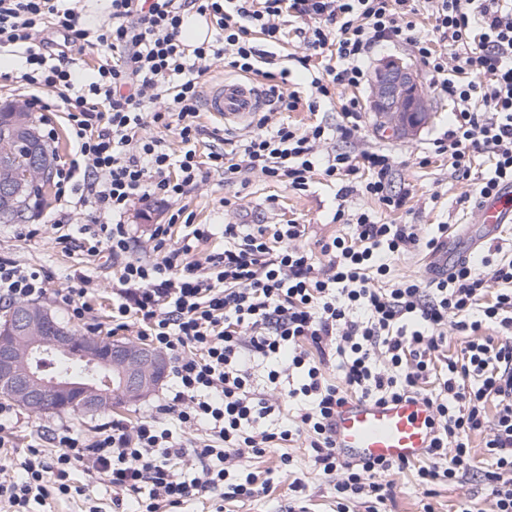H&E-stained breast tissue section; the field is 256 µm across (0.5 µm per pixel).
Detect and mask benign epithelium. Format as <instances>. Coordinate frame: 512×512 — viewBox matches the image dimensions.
I'll return each instance as SVG.
<instances>
[{
	"mask_svg": "<svg viewBox=\"0 0 512 512\" xmlns=\"http://www.w3.org/2000/svg\"><path fill=\"white\" fill-rule=\"evenodd\" d=\"M370 107L380 128L403 136L416 133L432 112L419 75L395 56L385 59L371 77ZM47 176L41 160L21 178L4 171L0 209L16 211L24 187L45 182ZM74 352L90 376L49 375L37 367L43 356L67 358ZM166 368L165 357L149 346L79 336L36 303L15 304L7 322L0 324V396L31 413L76 408L91 414L118 400L137 402L156 388Z\"/></svg>",
	"mask_w": 512,
	"mask_h": 512,
	"instance_id": "obj_1",
	"label": "benign epithelium"
}]
</instances>
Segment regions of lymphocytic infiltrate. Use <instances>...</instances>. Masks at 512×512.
<instances>
[{
    "label": "lymphocytic infiltrate",
    "instance_id": "f902f5d3",
    "mask_svg": "<svg viewBox=\"0 0 512 512\" xmlns=\"http://www.w3.org/2000/svg\"><path fill=\"white\" fill-rule=\"evenodd\" d=\"M214 20L215 40L185 44L181 26L187 8ZM426 8L437 39L415 34L414 15ZM303 23L298 33L309 53L298 64L312 70L306 96L287 88V69L268 71L270 45L284 40L279 19ZM261 32L264 44L251 38ZM406 43L416 51L440 91L453 102L455 122L434 152L448 156L461 179L471 177L476 155H487L493 174L479 195L512 182V0H109L108 20L82 19L60 0H0V51L21 56V79L31 86L28 106L49 110L59 99L73 138L95 178L87 192L110 223L88 238H59L87 256L108 247L119 261L112 291V329L135 332L174 359L175 385L155 417L127 427L121 421L99 428L84 444L71 428L54 430V453L30 449L21 477L0 480V512H31V504L71 496L74 474L103 479L116 495L149 488L143 512L176 507L199 489L224 483L210 461L237 454L264 456L294 437L312 449L315 469L336 477V512L355 495L380 512L391 493L387 476L404 472V462H348L335 448L331 419L349 399L375 402L424 398L432 409L435 435L417 469L423 489L445 481L466 484L479 476L493 512H512V257L495 262L460 259L448 275L390 285V257L421 247L411 224H384L366 210L346 215L351 237L321 242L327 262L315 264L302 245L301 224H228L223 250L195 261L194 252L211 232L191 226L183 244L166 246L156 228L154 259H130L133 238L123 218L135 200L177 202L205 171L231 179L260 172L274 183L305 190L312 174L342 181L341 192L362 193L390 211L405 207L409 190L392 191V164L382 149L319 155L325 129L298 130L287 113L300 104L316 108L337 89L356 88L375 46ZM110 50L85 87L75 84L73 49ZM320 66H312L313 57ZM243 77L268 80V110L255 113V130L231 151H210L198 161V121L203 84L213 61ZM153 125L174 130L182 144L170 154L156 139L140 137ZM37 269L0 261V299L18 303L44 295ZM417 322L405 331L406 321ZM468 334L459 357L438 362L446 329ZM337 359L340 382L329 381L312 352ZM287 356V370L271 369L267 380L288 396L307 398L292 430H263L261 420L280 410L278 400L253 387L258 361ZM302 375L300 387L290 370ZM172 417L176 429L162 425ZM206 429L210 442L187 447L181 433ZM484 437L490 463L474 471L470 435ZM199 464L185 479L176 462Z\"/></svg>",
    "mask_w": 512,
    "mask_h": 512
}]
</instances>
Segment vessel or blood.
<instances>
[{
  "mask_svg": "<svg viewBox=\"0 0 512 512\" xmlns=\"http://www.w3.org/2000/svg\"><path fill=\"white\" fill-rule=\"evenodd\" d=\"M263 102L254 85L224 80L210 86L205 110L225 123L237 124L261 108ZM475 221L487 234L500 225L512 224V182L482 197ZM332 432L336 450L344 459L415 461L431 446L432 410L419 397L384 403L348 401L337 407Z\"/></svg>",
  "mask_w": 512,
  "mask_h": 512,
  "instance_id": "obj_1",
  "label": "vessel or blood"
}]
</instances>
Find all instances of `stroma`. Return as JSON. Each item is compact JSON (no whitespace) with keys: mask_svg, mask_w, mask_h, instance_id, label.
Listing matches in <instances>:
<instances>
[{"mask_svg":"<svg viewBox=\"0 0 512 512\" xmlns=\"http://www.w3.org/2000/svg\"><path fill=\"white\" fill-rule=\"evenodd\" d=\"M424 90L432 103L433 116L410 138H399L378 129L368 111L363 112L361 127L353 137H340L336 128L342 122L341 104L351 94L359 102H366L368 88L364 85L351 94L344 91L336 93L333 101L321 104L316 111L301 108L288 115L289 121L302 129L318 123L328 127V140L324 146L327 152L388 149L393 159L394 186H405L411 191L406 206L398 213L386 212L377 200L362 195L341 201L338 186L325 182L318 175L312 177L307 190L297 191L268 182L256 172L243 173L233 181L213 172L199 181L180 204L148 199L131 207L124 222L136 240L133 257L152 258L151 234L160 224H169L170 243L173 247H180L184 228L182 224L169 221L176 212L183 213L190 223L211 225L212 236L199 247L203 254L223 248V225L285 224L291 220L305 225L304 242L313 249L319 241L352 234V225L333 220L341 203L350 211L358 207L366 209L382 221L393 219L417 225L420 234L426 237L435 235L438 225H446L450 255L465 256L476 251L477 235L472 227L474 197L478 182L491 175L492 167L486 156H479L470 179L461 180L454 174L447 157L435 155V140L446 138L451 126L453 104L446 94L434 90L432 85H425ZM37 119L39 127L54 132L51 145L56 149L57 164L68 166L80 161L81 156L62 107L38 113ZM61 206L59 197L54 196L49 203L32 210L26 223H0V259L40 270L47 288L40 299L41 304L48 306L63 325L74 330L79 324L71 319L57 293L62 289L75 292L79 288L90 287L92 315L101 325L102 337H110L112 283L117 278V265L113 264L109 253L90 257L75 248L64 249L58 242L59 234L77 238L85 226L105 224L109 218L97 211L93 203L87 202L74 211L71 224L59 228L54 221ZM171 385V378H164L144 400L93 415L54 412L35 415L22 407H15L10 421L6 423L11 447L7 455L0 457V464L7 467L9 474H18L28 450L47 448L48 436L61 426L72 427L84 441L89 442L103 423L116 419L129 426L136 425L154 416L158 402L169 392ZM284 453L291 459L286 468L279 465V458ZM310 455V449L299 438L261 457L242 455L236 460L238 471L253 473L257 484L264 486V493L252 498L226 497L215 490L191 498L174 512H336V478L314 470ZM75 478L79 494L36 507L35 512H113V493L106 482L81 472L76 473ZM297 479L305 483L304 492L292 491L291 485ZM389 481L392 498L385 505L387 512H423L427 503L432 504L435 512H458L463 505L471 512H491L493 508L489 490L474 482L454 487L440 483L436 485L434 494L427 497L414 472L390 476Z\"/></svg>","mask_w":512,"mask_h":512,"instance_id":"obj_1","label":"stroma"}]
</instances>
